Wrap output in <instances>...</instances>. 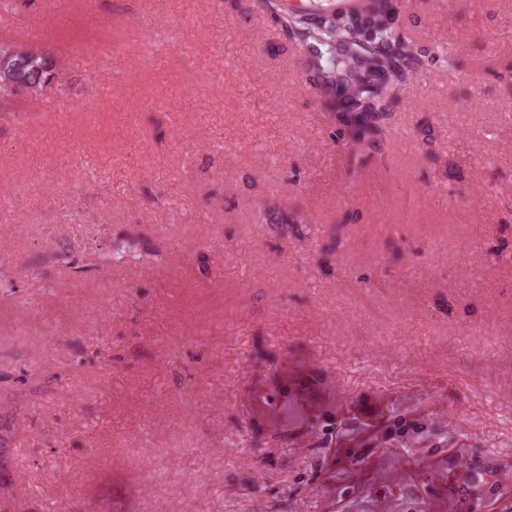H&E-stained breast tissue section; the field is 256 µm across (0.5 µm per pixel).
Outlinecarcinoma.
<instances>
[{
  "instance_id": "obj_1",
  "label": "carcinoma",
  "mask_w": 512,
  "mask_h": 512,
  "mask_svg": "<svg viewBox=\"0 0 512 512\" xmlns=\"http://www.w3.org/2000/svg\"><path fill=\"white\" fill-rule=\"evenodd\" d=\"M261 5L283 39L303 53L308 81L324 108L334 114L337 137L353 149L354 165L382 150L400 89L448 55L440 43L423 42L409 33L397 0H357L347 8L288 12L277 0H261ZM54 67L48 57H39L32 64L33 78L48 81ZM261 211L278 224L303 222L302 216L273 204ZM392 428L402 447L409 448V434L425 426L397 415Z\"/></svg>"
}]
</instances>
